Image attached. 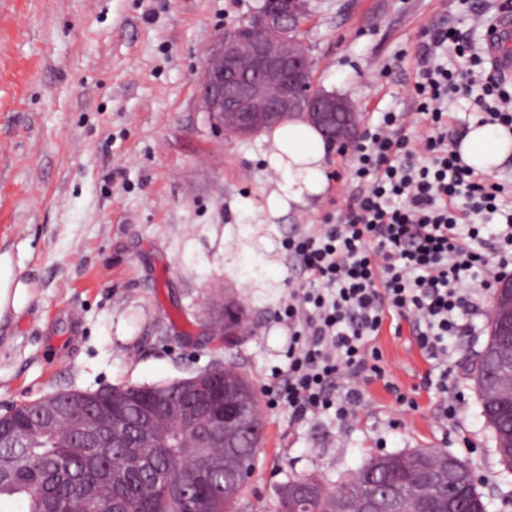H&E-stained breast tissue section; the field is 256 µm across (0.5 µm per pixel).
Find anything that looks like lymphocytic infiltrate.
Listing matches in <instances>:
<instances>
[{
    "instance_id": "obj_1",
    "label": "lymphocytic infiltrate",
    "mask_w": 512,
    "mask_h": 512,
    "mask_svg": "<svg viewBox=\"0 0 512 512\" xmlns=\"http://www.w3.org/2000/svg\"><path fill=\"white\" fill-rule=\"evenodd\" d=\"M490 77L476 104L488 125L512 129V91ZM469 73L423 67L414 87L425 132L402 135L396 113H384L354 148L356 184L345 220L289 240V257L308 285L290 293L288 368L269 389L270 402L294 417L332 408L352 419L364 385L384 378L373 344L387 316L410 323L419 349L447 363L448 339L471 336L479 298L512 277V211L480 239L476 217L502 212L505 188L464 164L448 138L449 92H469ZM480 239V249L469 242Z\"/></svg>"
}]
</instances>
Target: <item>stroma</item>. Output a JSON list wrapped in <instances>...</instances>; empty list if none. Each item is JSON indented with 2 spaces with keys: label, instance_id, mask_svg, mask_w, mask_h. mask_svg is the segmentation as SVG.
Returning a JSON list of instances; mask_svg holds the SVG:
<instances>
[{
  "label": "stroma",
  "instance_id": "1",
  "mask_svg": "<svg viewBox=\"0 0 512 512\" xmlns=\"http://www.w3.org/2000/svg\"><path fill=\"white\" fill-rule=\"evenodd\" d=\"M260 2L0 0V258L30 293L0 314V411L58 390L185 378L221 360L252 382L264 422L240 512H272L287 480L313 474L332 488L371 456L413 448L470 463L488 512H512V472L493 452L471 377L487 318L458 353L456 424L439 419L440 394L424 385L439 371L406 323L375 339L398 392L368 383L347 423L268 403L287 363L276 314L307 281L283 244L335 223L353 167L351 153L331 150L325 191L271 214L277 175L261 136L228 137L202 109L210 44ZM497 17V0H310L315 84L349 95L363 126L395 112L419 134L411 92L427 32L454 26L464 53L483 56ZM228 296L248 333L219 341L206 326Z\"/></svg>",
  "mask_w": 512,
  "mask_h": 512
}]
</instances>
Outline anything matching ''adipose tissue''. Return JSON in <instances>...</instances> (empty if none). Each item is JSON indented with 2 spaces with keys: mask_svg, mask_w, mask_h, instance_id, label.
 Here are the masks:
<instances>
[{
  "mask_svg": "<svg viewBox=\"0 0 512 512\" xmlns=\"http://www.w3.org/2000/svg\"><path fill=\"white\" fill-rule=\"evenodd\" d=\"M264 157L277 175L268 203L271 210L307 205L326 186L324 170L328 142L314 126L299 117L288 119L265 136ZM463 162L475 172L492 174L512 158V130L500 125H471L458 143Z\"/></svg>",
  "mask_w": 512,
  "mask_h": 512,
  "instance_id": "adipose-tissue-1",
  "label": "adipose tissue"
}]
</instances>
